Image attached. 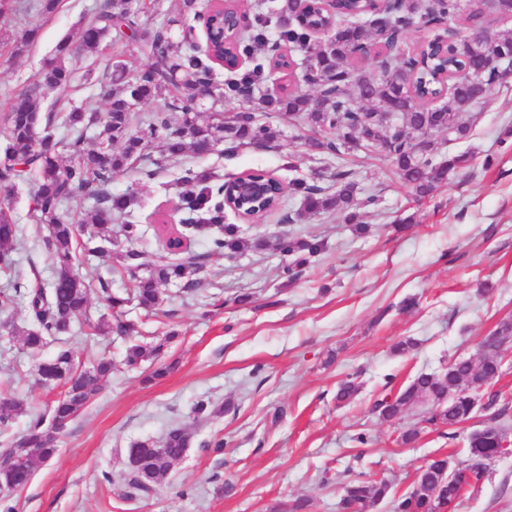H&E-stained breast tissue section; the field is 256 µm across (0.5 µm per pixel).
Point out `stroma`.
I'll return each mask as SVG.
<instances>
[{"label": "stroma", "instance_id": "obj_1", "mask_svg": "<svg viewBox=\"0 0 512 512\" xmlns=\"http://www.w3.org/2000/svg\"><path fill=\"white\" fill-rule=\"evenodd\" d=\"M30 2L14 0L13 12L0 16V121L11 98L37 82L59 40H78L79 21L102 0H61L51 14ZM28 26L38 29L34 44L13 52L8 38ZM114 60L132 74L147 57L138 41L126 38L81 51L65 100L42 91L40 112H65L74 103L105 112V100L85 77L104 79ZM258 117L278 131L275 148L251 146L228 157L219 144L208 154L165 163L151 179L134 168L114 174L112 194L133 190L139 196L128 220L140 225L142 236L131 244L120 225H109L113 252L135 247L150 268L165 255L158 217L179 207L176 181L185 163L224 179L262 169L310 184L328 183L337 166H346L355 174L358 197L377 198L363 216L366 231L356 232L336 213L305 215L301 197L292 194L256 223L227 213L226 223L238 225L242 237L285 232L318 239L323 249L291 275L283 271L286 258L271 251L246 249L208 263L194 272V289L161 285L157 310L129 305L126 318L138 326L130 339L92 332L88 324L109 314L100 282L123 294L133 280L113 257H76L73 270L89 286L88 322L74 321L68 335L36 354L20 336L0 332V395L28 408L0 429V449L16 445L29 413L47 412L61 393L38 383L40 361L67 348L82 368L103 356L113 368L92 403L59 434L56 457L35 465L30 483L9 494L13 512H275L297 499L309 500L307 512H336L348 480L384 477L401 492L436 455L466 461L465 438L476 421L460 425L452 438L447 429L427 424L430 405L411 406L390 422L370 406L421 372L476 358L479 342L512 320V145L504 141L512 134V83L495 85L464 113L466 137L434 134L441 154L465 153L470 162L422 199L399 179L385 152L321 154L306 143V120L269 110ZM34 190L35 177L27 175L11 192L0 191V206L21 227L11 253L17 270L37 274L46 285L55 264L42 242L46 229L36 218ZM241 293L250 294V304H234ZM409 298L416 307L403 308ZM166 335L171 341L163 360L175 363L174 371L149 382L145 376L155 361L138 372L126 369L129 342L146 345ZM405 339L413 340V350L393 353ZM349 376L359 391L350 404L337 406L336 388ZM201 399L220 406V413L194 415ZM176 426L191 434L185 455L152 497L124 499L129 448L161 441ZM410 427L419 437L406 444L401 434ZM360 433L367 443L356 442ZM217 436L224 440L218 456L208 448ZM487 470L482 487L459 500L454 512H512V455L488 461Z\"/></svg>", "mask_w": 512, "mask_h": 512}]
</instances>
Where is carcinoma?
<instances>
[{
	"instance_id": "cac0c4a2",
	"label": "carcinoma",
	"mask_w": 512,
	"mask_h": 512,
	"mask_svg": "<svg viewBox=\"0 0 512 512\" xmlns=\"http://www.w3.org/2000/svg\"><path fill=\"white\" fill-rule=\"evenodd\" d=\"M152 8L144 0H106L82 28L81 45L96 49L103 44L111 45L116 38L142 35ZM299 8V0H268L259 4L249 32L228 43L224 41V30L235 26L234 13L229 9L214 14V48L227 57L236 55L253 62L247 73L239 75L233 71L222 83L215 81L213 56L194 44L193 28H182L181 40L175 43L168 32L177 19H167L144 38L148 63L137 74L130 78L123 65L112 66V88L104 90L107 111L102 118L77 107L70 108L59 122L51 112L40 117V88L47 86L63 95L72 78L70 62L77 51L68 38L56 45L53 57L44 62L39 82L9 104L5 143L0 148L5 157V163H0V190L8 192L25 174L35 173V209L47 226L43 243L54 257L57 271L47 289L31 287L18 277L11 287L0 290L1 314L13 313L21 300L34 317L33 325L24 329L5 322L7 334L21 335L23 345L36 352L68 333L72 319L88 307V285L72 271L75 228L65 219L67 203L77 198L92 202L83 223L93 225L96 231L83 245L85 257L110 255L112 237L107 233V225L128 214L138 197L134 191L114 197L107 186L112 182V174L124 169L132 158L145 161L143 171L150 176L161 167V162L177 160L189 150L203 153L222 142L224 154L233 156L247 146H268L277 140V132L248 109L225 119L212 115L207 123L197 120L198 100L204 90L216 102H253L254 91L266 73L259 53L269 47L273 30L278 33V41L313 50L318 68L301 73V80L314 88L315 94L283 92L263 98L261 105L294 119H306L319 131V137L311 141L313 148L329 155L343 150H381L391 157L400 178L421 197L431 194L444 176L467 166L469 158L465 154L444 157L435 153L432 136L448 127L457 139L467 135L468 125L460 119L459 104L471 98V86L456 80L454 72L466 67L481 74L486 83H492L488 63L501 50L512 47V34L492 35L484 42L464 40L448 48L437 39L412 55L397 54L394 49L400 45L403 34L416 23L444 24L445 32H452V24L463 15L462 0H392L380 19L374 17L368 0H340V24L313 48L312 30L325 22L324 14L316 7L306 12ZM376 43L391 49L378 60L377 70L353 68L351 61L356 52ZM156 98L164 100L163 108L138 119V106ZM174 112L182 113L178 126L172 124ZM153 146L158 148V160L149 151ZM64 152L70 159L67 165L61 163ZM212 179L210 173L186 168L180 177L179 193L181 209L190 214L186 232L193 233L205 226H214L219 231L210 242L209 257L220 259L227 250L271 248L283 257H294L293 267L299 268L321 250L317 241L296 240L286 235L272 241L240 237L236 225L224 223V184H214ZM243 181L258 188V195L248 203L250 207L269 201L279 207L287 194L294 192L303 197L304 213L336 212L348 224L363 223L361 210L376 202L372 195L357 199L354 173L342 167L336 168L333 183L327 187L302 181L285 184L276 177L260 174L246 176ZM19 235V225L0 208V267H11V251ZM142 258L143 254L136 249H128L120 256L121 268L136 280L133 295L114 294L106 283L99 282L101 298L115 324L100 321L94 326L96 332L103 334L112 328L121 334L133 331L132 325L122 321L125 308L133 301L144 309L158 306V285L181 282L189 269L198 266L193 259L161 262L148 275L141 276ZM170 340L166 336L149 346L129 345L125 364L137 368L148 359H160ZM479 348V359L459 358L440 372L421 373L396 395L376 399L371 412L382 420H393L428 396L434 410L427 422L456 427L470 418L471 400L465 391L472 388L473 381L490 386L500 377L498 339L490 336L480 342ZM110 372L112 362L108 359L99 360L91 371L80 370L68 349L38 364L41 384L63 386L65 391L55 401L50 415L31 416L17 447L0 455L1 487L11 490L25 486L33 464L56 455L58 431L54 425L70 423L97 393L99 379ZM485 396L491 424L482 433L473 432L466 438L469 464L457 470L450 464V456L434 457L418 470V479L400 495L384 478L351 480L338 503L340 512H365L387 499L393 512H439L442 501L448 497L477 490L487 477L486 462L500 455L499 435L507 431L500 420L509 410L508 398L503 393L491 390ZM25 412L23 402L10 396L0 397L1 427ZM190 440L185 428L174 427L159 446L152 441L136 443L129 449V457L137 467L129 471L122 496L136 499L155 493L173 463L185 454Z\"/></svg>"
}]
</instances>
